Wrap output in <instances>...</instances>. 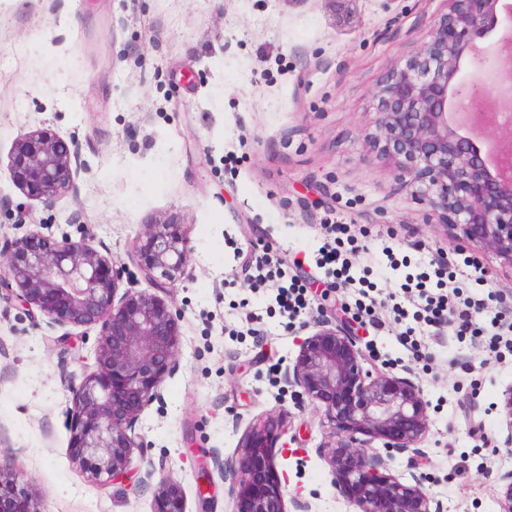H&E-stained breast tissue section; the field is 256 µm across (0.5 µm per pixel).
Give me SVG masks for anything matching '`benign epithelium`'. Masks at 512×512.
Listing matches in <instances>:
<instances>
[{
    "instance_id": "obj_1",
    "label": "benign epithelium",
    "mask_w": 512,
    "mask_h": 512,
    "mask_svg": "<svg viewBox=\"0 0 512 512\" xmlns=\"http://www.w3.org/2000/svg\"><path fill=\"white\" fill-rule=\"evenodd\" d=\"M512 29L509 0H448L429 40L394 67L380 85L372 151L389 159L417 185L419 196L442 223L491 250L512 266V174L502 156L512 152V34L498 47L500 63L479 93L500 108H453L466 61L479 56L478 40ZM78 152L49 128L29 132L14 145L8 169L27 196L51 201L73 182ZM139 269L156 287L122 288L125 268L85 239L51 240L38 232L0 249V292L50 328L99 327L96 369L69 379V448L72 460L101 486L131 473L135 452L146 447L136 423L161 399L174 374L181 342L180 316L159 296L189 262L187 240L173 221L143 225L135 241ZM344 326L315 323L313 333L285 372L298 395L324 408L335 427L327 449L331 484L354 512H442L441 503L416 476L390 473L374 443L387 451L423 455L430 427L428 403L413 375L377 371ZM503 445L512 447V386L503 393ZM213 465L237 478V512H288L273 472L272 456L255 428L231 462ZM15 460L0 456V512H43L37 492L18 487ZM499 512H512V470L497 475ZM152 512H186L177 483L162 477Z\"/></svg>"
}]
</instances>
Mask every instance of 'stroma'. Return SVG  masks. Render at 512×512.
<instances>
[{
    "mask_svg": "<svg viewBox=\"0 0 512 512\" xmlns=\"http://www.w3.org/2000/svg\"><path fill=\"white\" fill-rule=\"evenodd\" d=\"M446 0H0V240L35 231L88 238L139 271L144 224L174 220L190 247L167 298L184 317L179 368L136 430L147 447L133 476L100 487L73 463L69 375L95 370L98 330L40 324L0 299V454L44 512H152L148 470L183 490L186 512H236L220 472L198 500L202 458L236 456L258 418L286 501L349 512L320 453L333 426L296 404L284 378L319 319L349 323L369 362L412 368L429 403L423 459L387 462L424 475L443 512H498L495 474L512 469L500 432L512 386V331L490 352L458 341L453 324L425 327L420 356L391 333L387 296L444 256V289L501 308L512 266L456 236L386 160L364 161L375 91L429 38ZM48 127L79 149L69 191L44 202L9 179L23 135ZM346 227L344 255L373 283L361 316L353 286L324 275L316 255L330 224ZM288 262L309 303L294 321L270 288L253 284L243 253ZM477 259L479 268L468 267ZM136 289L149 284L138 278Z\"/></svg>",
    "mask_w": 512,
    "mask_h": 512,
    "instance_id": "obj_1",
    "label": "stroma"
}]
</instances>
